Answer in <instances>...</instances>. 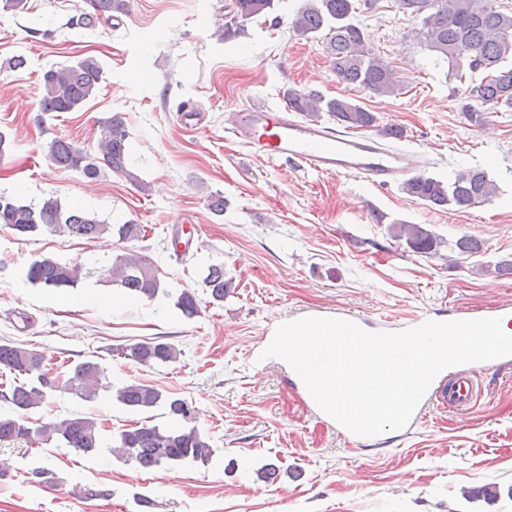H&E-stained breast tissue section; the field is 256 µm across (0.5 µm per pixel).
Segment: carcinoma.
I'll list each match as a JSON object with an SVG mask.
<instances>
[{
	"label": "carcinoma",
	"instance_id": "1",
	"mask_svg": "<svg viewBox=\"0 0 512 512\" xmlns=\"http://www.w3.org/2000/svg\"><path fill=\"white\" fill-rule=\"evenodd\" d=\"M399 8L420 19L418 44L435 53L448 64V73L459 82L467 73H482L478 82L467 87L471 103L468 116L480 118L484 108L501 105L512 108V14L501 11L495 0H398ZM273 0H234L230 19L218 29L220 39L229 40L244 30V22L267 13ZM90 10L81 13L75 24L92 27L99 20H110L112 14L128 10L127 0H89ZM356 12L353 0H305L292 19L291 28L300 37L325 33L324 49L338 82L358 85L373 94L395 91L392 69L371 47L364 29L353 23ZM103 79L99 61L84 57L62 68H50L42 74V93L38 111L73 112L97 90ZM288 107L310 120L323 115L346 128L376 126L377 117L345 98L327 99L315 91L288 88L283 93ZM125 117L116 112L101 122L100 155L95 156L77 143L55 138L49 145V157L58 168L76 171L88 179L99 176L106 167L135 175L127 168ZM403 191L435 206L469 208L489 200L496 187L479 169L458 171L444 182L419 175L403 183ZM0 227L15 237H28L37 231L58 233L92 241L105 233H115L119 240L140 237L139 224L116 227L102 223L94 214L79 207L62 208L57 198L48 196L36 204L25 203L14 195L0 193ZM392 237L405 243L413 253L434 255L442 239L419 224H395ZM111 282L129 294L153 298L162 287V279L154 265L136 251L116 257L108 270ZM79 259L61 262L49 257L32 261L26 271L29 282L49 289L74 288L86 277ZM204 285L215 302L224 301L230 282L224 280V268L211 265ZM176 307L191 319L200 313L196 293L181 290ZM116 355L139 365L154 366L175 363L180 351L170 342L144 341L119 347ZM50 370L38 352L14 342L0 340V402L11 412L0 414V447L14 444H45L58 438L68 448L84 454L95 453L102 445L101 428L96 420L76 416L56 422L33 424L29 412L43 406L58 391H71L83 399L99 393L104 368L94 359L77 363L67 379L58 375L46 378ZM116 400L136 411L162 407L171 425H134L121 430L116 447L127 460L143 469L164 463L195 462L205 464L213 448L191 420L180 414L184 398L166 395L158 388L141 383L125 384L116 391Z\"/></svg>",
	"mask_w": 512,
	"mask_h": 512
}]
</instances>
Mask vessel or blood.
Masks as SVG:
<instances>
[{
	"mask_svg": "<svg viewBox=\"0 0 512 512\" xmlns=\"http://www.w3.org/2000/svg\"><path fill=\"white\" fill-rule=\"evenodd\" d=\"M229 130L250 154L326 176H357L376 186H388L410 174L407 151L387 145L383 133L354 136L315 121L294 119L288 109L248 107L231 116ZM497 317L512 328V301L470 307L449 313V320ZM512 365L508 356L473 362L441 371L404 427V434L423 426L434 408L467 407L478 397V381L490 367Z\"/></svg>",
	"mask_w": 512,
	"mask_h": 512,
	"instance_id": "vessel-or-blood-1",
	"label": "vessel or blood"
}]
</instances>
